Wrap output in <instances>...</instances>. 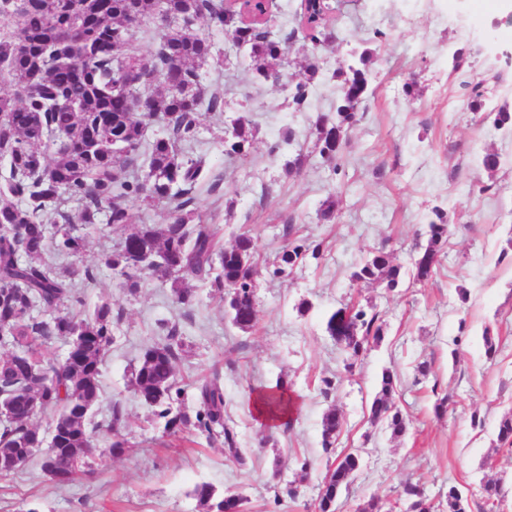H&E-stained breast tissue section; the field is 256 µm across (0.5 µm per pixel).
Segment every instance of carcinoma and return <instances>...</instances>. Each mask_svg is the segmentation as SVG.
Instances as JSON below:
<instances>
[{
	"mask_svg": "<svg viewBox=\"0 0 512 512\" xmlns=\"http://www.w3.org/2000/svg\"><path fill=\"white\" fill-rule=\"evenodd\" d=\"M328 8L327 0H303L296 11V18L309 19L315 48L332 38ZM161 13L170 22L157 29L154 52L148 58L137 55L136 32ZM1 16L13 19L15 30L0 34V77L13 87L10 93H0V157L8 163L0 173V333L13 344L9 355L0 359V394L6 398L0 423V475L15 472L13 458L29 452L53 483L67 486L80 475L95 474L94 441L101 424L91 420L90 413L102 396L104 357L112 344V308L102 303L84 317L74 312L72 307L84 299L72 277L92 282L94 269L83 266L61 273L46 262L45 255L54 250L80 257L85 238L79 226L96 223L98 214L106 211L110 224L138 223L104 257L106 266L120 269L129 291H137L144 277L160 272L171 281L174 301L188 307L195 301L197 283L210 279L212 287L233 294L229 299L232 324L251 328L257 316L254 241L242 233L226 249L220 245L215 225L204 223L192 210L196 186L207 170L202 160L184 155L182 145L194 139L204 113L224 111L220 86L203 83L199 73L201 66L220 57L214 54L211 40L197 32V25L205 20L211 29L231 36L248 67L265 80L276 73L272 62L283 60L298 29L283 34L256 21L247 22L242 5L229 0H0ZM372 57L373 52L365 48L357 64L333 73L340 79L336 116L323 114L315 123V148L336 167L345 142H336L335 133L346 132L366 111ZM307 72L288 101L295 112L304 109L319 67L311 64ZM148 77L161 81L163 91L150 95V108L141 113L134 110L126 91ZM144 117L158 120L165 133L141 155ZM251 141L248 120L240 115L231 123L232 153L245 155ZM43 145L52 147V158L40 150ZM141 156L146 168L143 181L133 172ZM132 195L170 207L172 221L158 226L136 219L126 205ZM66 198L80 200L82 209L75 215L58 211ZM48 210L58 212L62 220L53 234L42 219ZM434 214L427 244L414 264L418 280L432 276L438 254L452 235L442 212L436 209ZM135 248L169 261L131 264ZM304 256V246L290 243L280 263L288 267ZM217 264L220 273L214 276ZM354 277L363 283H383L393 291L401 282V266L380 249ZM35 305L55 311L53 319L34 320L31 308ZM326 330L349 368L383 338L378 314L369 315L361 308L336 309L327 318ZM54 339L70 344L67 357L59 363L49 362L42 352ZM179 349L173 328L144 349L131 378L138 397L156 419L164 421L165 432L194 426L212 438L220 429L225 451L242 460L235 433L224 425L219 374L197 385L200 409L195 417L175 409L184 392L176 373ZM395 389L394 375L384 371L371 403V421L385 425L398 438L406 434L408 422L394 398ZM286 391L282 382L270 388L269 407L289 411ZM33 405L55 413L46 452L40 450L45 436L34 423ZM124 425L122 405L114 401L106 425L112 435L107 448L113 456L129 451L127 440L120 437ZM343 427L344 418L336 410L324 414L325 447L333 446ZM497 441L512 447V414L500 420ZM360 468L358 453L337 456L321 482L316 512H336L337 501ZM194 495L204 512H243L244 499L237 493L219 496L213 486L203 483L195 487ZM397 497L408 503V512L434 509L423 488L412 482L402 485ZM446 501L448 512H471L468 498L455 486L448 487Z\"/></svg>",
	"mask_w": 512,
	"mask_h": 512,
	"instance_id": "cac0c4a2",
	"label": "carcinoma"
}]
</instances>
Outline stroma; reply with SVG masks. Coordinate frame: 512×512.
<instances>
[{
  "label": "stroma",
  "instance_id": "35a3bbf8",
  "mask_svg": "<svg viewBox=\"0 0 512 512\" xmlns=\"http://www.w3.org/2000/svg\"><path fill=\"white\" fill-rule=\"evenodd\" d=\"M331 7L335 40L317 49L301 37L290 43L279 81L253 84L232 54L221 70L200 69L204 81H220L226 92L224 111L205 114L184 148L202 156L217 179L197 189L194 207L215 224L224 247L251 232L260 268L254 326L232 325L223 297L203 282L190 308L174 303L159 273L129 293L101 259L132 225H108L103 215L86 225L81 257L56 263L97 268L83 294L88 307L111 304L113 341L95 419L105 421L120 401L127 416L122 435L133 450L111 456L99 438L95 478L65 487L29 464L0 478V512H202L192 495L202 483L242 495L248 512H315L328 466L349 451L360 454L362 469L337 512H354L373 496L394 498L408 481L439 506L448 487L457 486L475 510L483 485L493 481L501 487L497 512H512V449L497 442L500 419L512 413V125L495 122L499 110L512 113V11L495 0H331ZM357 46L373 51L371 93L335 169L313 149V123L334 111L332 73ZM316 56L322 74L314 104L289 111L288 94ZM476 99L482 107L474 111ZM241 115L250 122L252 145L246 156L230 157L224 131ZM287 135L293 145L272 153ZM299 149L306 161L288 167ZM488 154L499 157L498 168L484 167ZM328 206L334 216L321 220ZM439 214L452 235L432 277L419 280L411 269ZM292 242L320 244L321 255L277 273V255ZM379 249L405 271L395 291L352 279ZM346 305L378 313L384 329L382 341L349 370L326 331L328 315ZM163 321L176 325L184 343L176 364L182 410H199L195 381L220 370L224 418L243 461L225 452L222 439L197 429L164 433L131 388V373L142 351L161 338ZM487 334L499 344L491 360ZM422 361L430 365L424 377L416 373ZM386 369L409 420L396 439L370 418ZM280 378L297 414L272 429L259 424L252 399ZM327 378L337 379V387L325 389ZM444 396L449 408L439 418L434 404ZM331 408L345 425L328 453L322 417ZM475 415L481 427H472Z\"/></svg>",
  "mask_w": 512,
  "mask_h": 512
}]
</instances>
